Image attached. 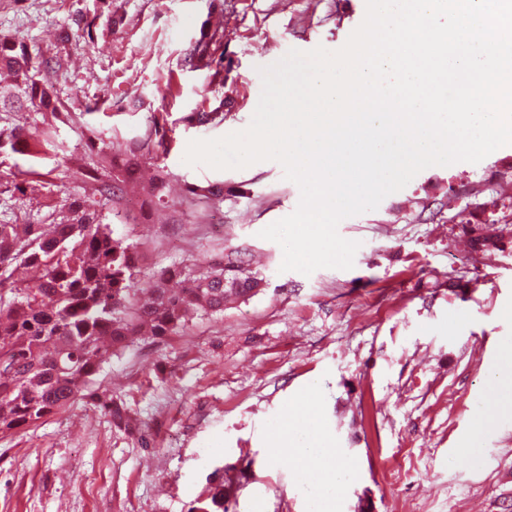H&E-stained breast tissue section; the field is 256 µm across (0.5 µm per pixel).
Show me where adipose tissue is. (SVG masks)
Instances as JSON below:
<instances>
[{
	"instance_id": "1",
	"label": "adipose tissue",
	"mask_w": 512,
	"mask_h": 512,
	"mask_svg": "<svg viewBox=\"0 0 512 512\" xmlns=\"http://www.w3.org/2000/svg\"><path fill=\"white\" fill-rule=\"evenodd\" d=\"M495 406L512 413V341H505L500 360L488 376ZM313 402L305 400L290 407L280 430L272 437L270 451L289 454L296 461L299 480L306 488L310 512H336V494L345 484L348 471L339 449L330 444L313 418Z\"/></svg>"
}]
</instances>
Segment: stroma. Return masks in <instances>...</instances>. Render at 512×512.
<instances>
[{
  "label": "stroma",
  "instance_id": "1",
  "mask_svg": "<svg viewBox=\"0 0 512 512\" xmlns=\"http://www.w3.org/2000/svg\"><path fill=\"white\" fill-rule=\"evenodd\" d=\"M366 0H0V34L19 32L50 61L60 115L16 113L53 151L35 159L58 191H10L14 156L0 157V223L39 219L60 192L93 194L81 169L95 152L103 181L112 152L143 139L166 111L171 144L145 159L125 192L142 205L120 230L138 244L148 278L242 249L263 291L193 318L174 336L140 340L95 378L123 402L126 421L76 401L0 438V512H207L223 482L229 512H308L293 458L269 439L290 406L313 397L316 420L350 471L338 512H512V416L488 403L487 377L512 339V207H498L503 251H471L461 219L475 204L512 196V145L481 162L420 171L376 210L343 219L358 242L354 266L281 271L283 251L262 229L292 213L299 187L280 163L190 166L189 141L246 128L260 68L289 50L342 48ZM91 37L65 42L75 17ZM223 59L220 76L186 66L196 43ZM220 111L223 122H190ZM166 172L165 205L141 187ZM224 188L223 202L187 185ZM492 415L483 456L462 450L477 412Z\"/></svg>",
  "mask_w": 512,
  "mask_h": 512
}]
</instances>
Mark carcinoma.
I'll return each mask as SVG.
<instances>
[{"label":"carcinoma","instance_id":"obj_1","mask_svg":"<svg viewBox=\"0 0 512 512\" xmlns=\"http://www.w3.org/2000/svg\"><path fill=\"white\" fill-rule=\"evenodd\" d=\"M208 43L187 56L188 65L210 67ZM48 67L40 52L24 39L0 37V70L12 74L14 87L31 112L57 109L53 89L41 79ZM165 125L152 115L148 134L123 158H113L112 183L97 188L116 194L130 178V166L155 148L167 151ZM53 146L49 136L33 137L27 130L0 119V154L24 156L15 163L13 190L39 193L49 182L29 159ZM101 201L70 194L60 201L69 219L44 235L42 225L0 224V436L24 430L64 409L79 398L93 396L95 375L112 357L145 335L177 334L187 314L214 315L236 299L259 293V278L239 251L224 252L199 267L162 270L154 283L139 278L137 250L124 234L104 223ZM498 203L475 207L478 222L465 221L475 251H501V240L483 233V225L499 220ZM180 279L181 287L167 283Z\"/></svg>","mask_w":512,"mask_h":512}]
</instances>
